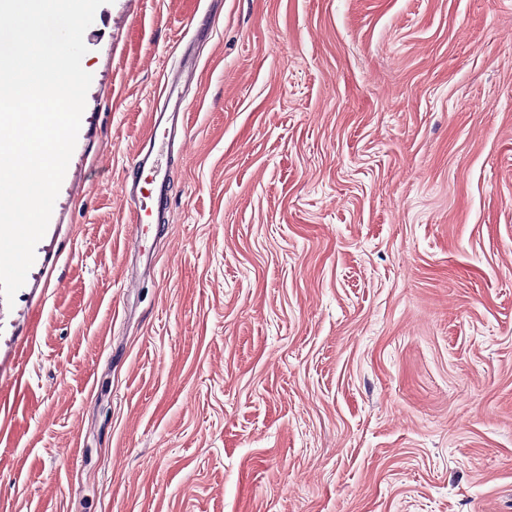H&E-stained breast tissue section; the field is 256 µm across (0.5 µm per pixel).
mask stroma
<instances>
[{
  "label": "stroma",
  "instance_id": "obj_1",
  "mask_svg": "<svg viewBox=\"0 0 512 512\" xmlns=\"http://www.w3.org/2000/svg\"><path fill=\"white\" fill-rule=\"evenodd\" d=\"M84 43L0 296V512H512V0H109ZM196 65L195 54L186 46L181 53L179 74L166 79L159 89V96L164 98V105L151 113V120L156 130L163 129L161 140L156 136L142 142L136 149L132 164L141 173L146 172L154 185L157 204L167 192L168 169L174 160L175 142L185 136L182 112H185V88L190 83ZM182 114V120L180 116ZM123 197L128 206L131 224H151L155 207L148 206L139 186V181L126 185Z\"/></svg>",
  "mask_w": 512,
  "mask_h": 512
}]
</instances>
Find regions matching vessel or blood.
<instances>
[{"label": "vessel or blood", "instance_id": "b4317fda", "mask_svg": "<svg viewBox=\"0 0 512 512\" xmlns=\"http://www.w3.org/2000/svg\"><path fill=\"white\" fill-rule=\"evenodd\" d=\"M195 65L194 54L182 51L178 75L166 79L159 89L164 104L151 113L154 128L162 130L163 136L158 140L152 138L142 142L132 158L134 167L147 173L159 199L164 197L168 188L167 175L174 160L175 143L186 134L181 114L186 110L185 88L192 79ZM123 197L131 223H151L154 209L146 203L139 184L125 187Z\"/></svg>", "mask_w": 512, "mask_h": 512}]
</instances>
